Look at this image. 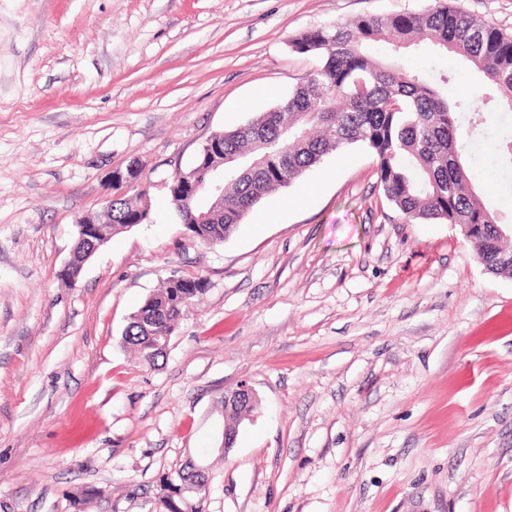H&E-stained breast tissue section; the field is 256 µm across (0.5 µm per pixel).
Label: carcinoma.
Masks as SVG:
<instances>
[{"instance_id":"1","label":"carcinoma","mask_w":512,"mask_h":512,"mask_svg":"<svg viewBox=\"0 0 512 512\" xmlns=\"http://www.w3.org/2000/svg\"><path fill=\"white\" fill-rule=\"evenodd\" d=\"M386 41L399 50L428 40L461 56L480 71L490 88L484 108L468 97L448 96L452 78L407 66L402 59L372 57L367 48ZM295 52L315 64L303 83L268 111L215 133L224 149V197L189 196L186 179L171 180L170 201L191 236L203 244L229 239L247 214L271 193L287 187L332 153L353 146L376 159L377 187L404 224L433 221L467 229L484 270L512 278L500 255L512 253L501 217L472 184L463 154L474 132L459 115L473 112L481 129L489 112H512V34L449 4L432 0L421 12L358 16L321 26L292 40ZM496 157L512 162V133L492 143ZM207 218L195 223L199 213ZM150 213L142 192L112 197V233L135 227ZM206 282L174 274L131 314L123 340L140 361L162 356L158 344L172 334Z\"/></svg>"}]
</instances>
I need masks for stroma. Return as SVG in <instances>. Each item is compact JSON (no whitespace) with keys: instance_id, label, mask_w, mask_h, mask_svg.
I'll return each instance as SVG.
<instances>
[{"instance_id":"stroma-1","label":"stroma","mask_w":512,"mask_h":512,"mask_svg":"<svg viewBox=\"0 0 512 512\" xmlns=\"http://www.w3.org/2000/svg\"><path fill=\"white\" fill-rule=\"evenodd\" d=\"M427 0H0V512H155L203 468V512H512V279L451 224L400 223L376 161L330 155L224 243L192 238L167 184L218 130L314 66L292 39ZM420 69L481 75L430 42ZM473 183L512 223L490 141ZM139 161L151 220L61 278L78 218ZM199 275L156 366L123 331L171 273ZM258 408L222 453L224 394ZM236 400H238L240 403H243V404H236V403L233 404L234 409L232 410L233 413H232V416H230V421H229L230 422L229 425L232 430H233L234 425L236 424V421H237L239 415L244 410L253 412L259 404V402L256 401L254 403V405H250V407H247L246 402L258 400L257 395L254 392V390L247 385H241L238 388H236L235 390L231 391V393L224 394V404H225V402L229 404L230 402H234Z\"/></svg>"}]
</instances>
